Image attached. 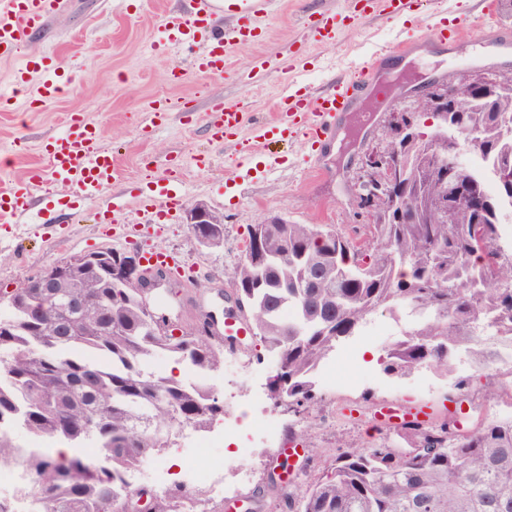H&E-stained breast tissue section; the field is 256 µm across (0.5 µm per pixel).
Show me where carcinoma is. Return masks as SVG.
<instances>
[{
    "label": "carcinoma",
    "instance_id": "1",
    "mask_svg": "<svg viewBox=\"0 0 512 512\" xmlns=\"http://www.w3.org/2000/svg\"><path fill=\"white\" fill-rule=\"evenodd\" d=\"M446 84L466 107L448 113V146L490 163L496 183L512 182V134L503 130L512 93L474 98L456 73ZM427 147L417 140L400 151L406 201L372 215L367 237L276 224L260 269L246 240L231 274L238 309L264 349L285 363V400L296 413L315 402L312 377L322 359L381 308L428 315L388 347L383 363L397 376L422 366L446 375L462 345L472 346L475 365L488 366L484 337L512 338V252L499 245L500 197L462 163L448 184L464 188L470 202L455 210L454 223H429L438 180ZM72 282L87 296L80 316L60 306V293L40 297L36 288H18L0 302V462L21 469V493L34 512H118L143 495L153 512H184L185 502L203 501V491L159 493L133 488L123 476L180 429L207 428L224 407L209 385L159 375L147 363L162 352L206 374L224 363V342L190 324L158 323L137 290L112 287L103 268H79ZM15 425L96 448L103 460L24 451L10 437ZM396 429L409 449L382 440L340 454L304 488L273 478L270 488L292 512H512V417L469 434L447 419H413Z\"/></svg>",
    "mask_w": 512,
    "mask_h": 512
}]
</instances>
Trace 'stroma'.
Listing matches in <instances>:
<instances>
[{
    "label": "stroma",
    "mask_w": 512,
    "mask_h": 512,
    "mask_svg": "<svg viewBox=\"0 0 512 512\" xmlns=\"http://www.w3.org/2000/svg\"><path fill=\"white\" fill-rule=\"evenodd\" d=\"M480 2L419 4L406 21L366 17L323 40L315 36L313 22L326 14L347 15L349 0H280L264 20L262 40L232 48L223 74H190L175 81L170 70L176 57L151 53L150 47L162 37L168 18L190 13V0H149L127 13L114 0H59L57 11L17 55L0 58V87L10 85L24 57L43 51L52 53L55 67L70 78L49 102H39L33 83L17 98L0 99V190L29 168L47 167L45 142L75 114L99 127L100 145L117 154L120 173L96 199L45 181L33 189V218L23 224L0 220V291H12L51 265L94 251L153 249L177 255L200 283L192 293L165 295L167 314L176 315L191 299L231 310L233 299L218 300L214 289L228 284L248 225L263 216L328 224L348 238H362L370 218L356 197L360 158L379 145L388 113H376L364 127L356 126L353 116L343 117L334 139L323 146L292 137L271 158L257 153V130L278 124L274 101L284 87L311 96L327 94L371 53L410 40L414 29H429L439 17L452 24L465 17L469 27L455 55L437 38L414 41L411 62L425 77L446 74L453 58L461 70L512 69V42L481 29L476 20ZM158 99L167 101L170 110L155 127L145 123L144 110ZM225 101L241 106L243 126L220 142L210 127L216 106ZM172 180L181 194L180 209L171 221L145 223L144 204L158 186ZM198 202L224 219L219 247H199L184 223L186 208ZM404 327L390 313H376L353 338L355 381L334 389L318 385L319 401L302 417L272 399L268 381L277 361L259 343H252L244 367L236 354L225 353L221 369L209 379L219 397L238 402L240 416H248L251 400H259L264 414L280 426L281 442L304 449L295 465L300 482L318 476L337 453L390 437V430L378 428L371 418L377 404L424 405L443 418L456 400L472 430L512 416V372L504 369L458 365L456 376L464 384L457 389L429 368L402 377L385 374L384 351ZM302 426L306 436H296ZM277 452L265 443L255 450L260 469L253 484L240 492L248 498L263 488L251 512H288L280 497L265 488Z\"/></svg>",
    "instance_id": "35a3bbf8"
}]
</instances>
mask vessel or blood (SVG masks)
<instances>
[{
  "label": "vessel or blood",
  "instance_id": "b4317fda",
  "mask_svg": "<svg viewBox=\"0 0 512 512\" xmlns=\"http://www.w3.org/2000/svg\"><path fill=\"white\" fill-rule=\"evenodd\" d=\"M276 3L277 0H193L187 17L171 20L165 26L166 48L189 55L188 67H174L175 77H183L188 69L199 75L222 74L225 54L236 44L252 41L254 25L269 15ZM56 4L57 0H0V57L12 56L24 38L43 24ZM353 4L359 13L371 11L401 17L409 12L411 0H353ZM219 13L246 17L250 24L218 31L214 17ZM385 59V54L375 55L353 75L338 79L334 90L325 95L303 97L284 92L277 104L281 118L288 120L292 133L323 143L334 137L338 120L352 109L359 97H370L376 111H388L390 89L375 80V73ZM34 74L42 78L41 99L55 98L63 90V77L56 73L45 55L25 59L14 76L15 90L24 89ZM241 122L238 104H219L211 125L212 135L218 140L227 138L237 131ZM99 137L95 125L78 117L70 119L65 131L48 144V168H31L23 178L0 190V216L16 223L25 219L32 208L30 185L44 182L49 175L83 196L100 195L116 180L118 167L111 152L99 148Z\"/></svg>",
  "mask_w": 512,
  "mask_h": 512
}]
</instances>
